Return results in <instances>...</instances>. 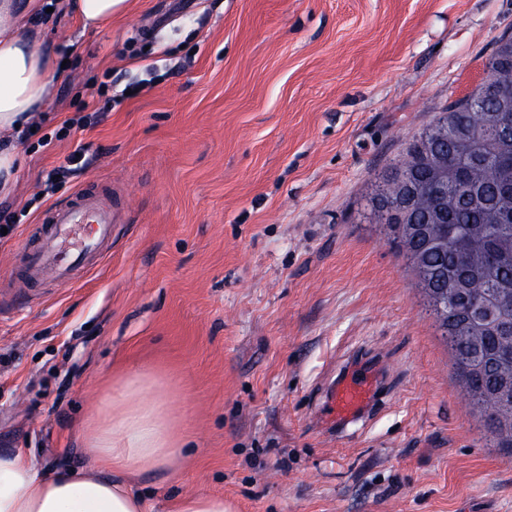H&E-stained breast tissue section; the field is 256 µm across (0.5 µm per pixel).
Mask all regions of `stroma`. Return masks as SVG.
Wrapping results in <instances>:
<instances>
[{"mask_svg":"<svg viewBox=\"0 0 512 512\" xmlns=\"http://www.w3.org/2000/svg\"><path fill=\"white\" fill-rule=\"evenodd\" d=\"M29 31L66 63L0 212L7 260L85 183L135 214L95 270L0 302V450L89 468L84 437L151 373L188 459L132 479L154 512H512V453L453 369L409 257L370 201L414 136L470 92L512 0H128L88 33L61 0ZM109 83L111 111L63 134ZM141 92L125 96L129 85ZM90 166L42 195L77 145ZM387 367L368 419L315 416L355 355ZM171 512H228L220 495L187 494L175 501Z\"/></svg>","mask_w":512,"mask_h":512,"instance_id":"1","label":"stroma"}]
</instances>
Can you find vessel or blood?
<instances>
[{"label":"vessel or blood","instance_id":"vessel-or-blood-1","mask_svg":"<svg viewBox=\"0 0 512 512\" xmlns=\"http://www.w3.org/2000/svg\"><path fill=\"white\" fill-rule=\"evenodd\" d=\"M132 213V205L113 206L86 184L66 201L50 204L41 220L42 243H26L20 255L25 283L63 279L72 268L93 263L116 229L130 223ZM84 224L90 225V233L74 247H61V240L77 234ZM385 373L384 364L371 356H360L349 363L319 408L324 430L341 431L374 410L381 399Z\"/></svg>","mask_w":512,"mask_h":512}]
</instances>
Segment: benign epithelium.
Masks as SVG:
<instances>
[{"label":"benign epithelium","mask_w":512,"mask_h":512,"mask_svg":"<svg viewBox=\"0 0 512 512\" xmlns=\"http://www.w3.org/2000/svg\"><path fill=\"white\" fill-rule=\"evenodd\" d=\"M478 126L494 141V149L501 163L503 177L501 191L494 204L490 205L480 196H472L471 204L483 207L490 220L505 221L512 217V92L500 91L489 84H483L482 112ZM454 140L469 144L479 137L469 127H457L448 131L443 126L432 132L417 144L416 151L427 167L435 200L427 223L416 224L406 216L410 214L416 199L415 189L409 176L394 178L389 193L383 196L381 206L405 219L395 225L398 237L415 245L413 257L417 266L425 267L426 255L442 249L448 239V212L452 211L462 198L456 192L448 191V154L441 143ZM466 265L473 272L483 274L492 267L496 250L483 242L467 246ZM449 288H425V291L440 318L448 316V308H462L465 317L459 325L458 336L467 352L477 357V369L494 373L489 394L495 402L494 423L501 429L512 428V351L506 353L487 347L486 337L499 336L512 340V321L506 314L512 313V290L496 285L488 289L489 298L474 296L469 288L470 278L451 275Z\"/></svg>","instance_id":"obj_1"}]
</instances>
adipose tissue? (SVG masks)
Masks as SVG:
<instances>
[{
    "instance_id": "adipose-tissue-1",
    "label": "adipose tissue",
    "mask_w": 512,
    "mask_h": 512,
    "mask_svg": "<svg viewBox=\"0 0 512 512\" xmlns=\"http://www.w3.org/2000/svg\"><path fill=\"white\" fill-rule=\"evenodd\" d=\"M127 0H66L83 30L97 31L122 13ZM26 17L11 0H0V131L32 124L57 77L56 59L26 32ZM147 376H130L85 444L91 470L42 473L21 448L0 451V512H151L126 485V477L164 469L182 456L162 398L139 399Z\"/></svg>"
}]
</instances>
